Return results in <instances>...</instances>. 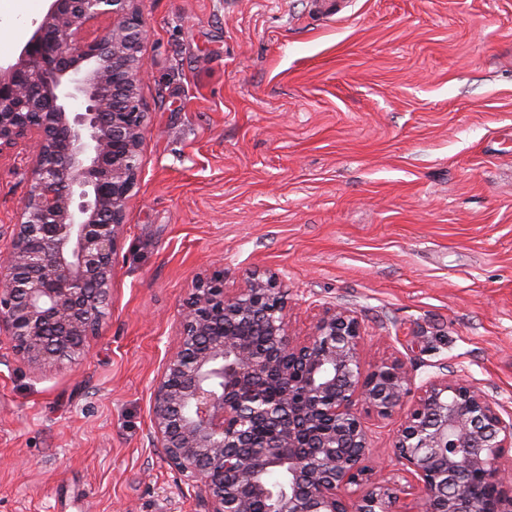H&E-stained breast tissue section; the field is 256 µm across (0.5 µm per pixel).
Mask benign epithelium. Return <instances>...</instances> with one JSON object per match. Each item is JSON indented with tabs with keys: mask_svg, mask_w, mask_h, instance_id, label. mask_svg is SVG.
Segmentation results:
<instances>
[{
	"mask_svg": "<svg viewBox=\"0 0 512 512\" xmlns=\"http://www.w3.org/2000/svg\"><path fill=\"white\" fill-rule=\"evenodd\" d=\"M140 2L45 0L18 56L0 59V152L32 158L0 253V334L34 370L77 362L107 316L146 127ZM290 308L265 270L232 292L222 269L195 277L149 405L153 446L185 494L206 512H394L403 495L416 512H512V412L444 372L418 385L400 358L367 363L351 309L323 308L300 337ZM360 405L400 418L405 484L369 464Z\"/></svg>",
	"mask_w": 512,
	"mask_h": 512,
	"instance_id": "7a95c632",
	"label": "benign epithelium"
}]
</instances>
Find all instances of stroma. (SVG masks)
<instances>
[{
	"label": "stroma",
	"mask_w": 512,
	"mask_h": 512,
	"mask_svg": "<svg viewBox=\"0 0 512 512\" xmlns=\"http://www.w3.org/2000/svg\"><path fill=\"white\" fill-rule=\"evenodd\" d=\"M42 0H0L14 58ZM141 173L99 335L29 369L0 335V512H204L149 437L196 274L273 272L293 335L447 367L512 410V0H143ZM0 152V251L29 183Z\"/></svg>",
	"instance_id": "obj_1"
}]
</instances>
